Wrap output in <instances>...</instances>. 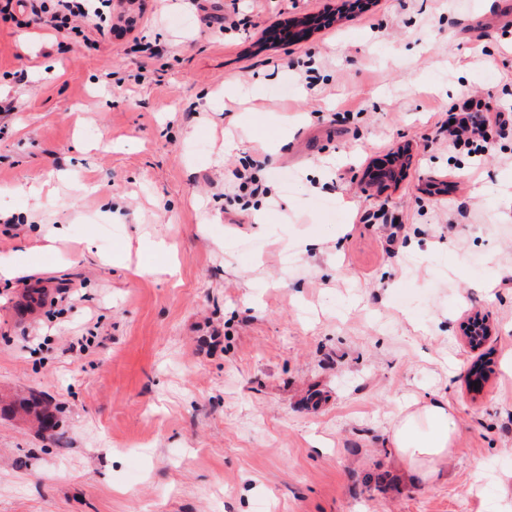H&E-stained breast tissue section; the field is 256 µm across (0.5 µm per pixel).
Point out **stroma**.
<instances>
[{
	"label": "stroma",
	"mask_w": 512,
	"mask_h": 512,
	"mask_svg": "<svg viewBox=\"0 0 512 512\" xmlns=\"http://www.w3.org/2000/svg\"><path fill=\"white\" fill-rule=\"evenodd\" d=\"M350 2L135 0L63 53L0 18V512H512V136L436 127L512 92V0ZM428 396L436 480L389 442ZM450 120H455L450 124ZM495 126L501 135L512 134V103L509 108H494L479 95H464L451 109L448 119L442 123L437 133L448 144L473 146L470 150L474 162L489 152L488 128ZM457 430L447 400L413 401L395 415L390 442L398 459L423 479H436L454 452Z\"/></svg>",
	"instance_id": "obj_1"
}]
</instances>
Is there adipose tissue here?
<instances>
[{
    "label": "adipose tissue",
    "instance_id": "adipose-tissue-1",
    "mask_svg": "<svg viewBox=\"0 0 512 512\" xmlns=\"http://www.w3.org/2000/svg\"><path fill=\"white\" fill-rule=\"evenodd\" d=\"M457 430L442 399L411 402L395 415L390 442L398 459L423 479H436L454 451Z\"/></svg>",
    "mask_w": 512,
    "mask_h": 512
}]
</instances>
